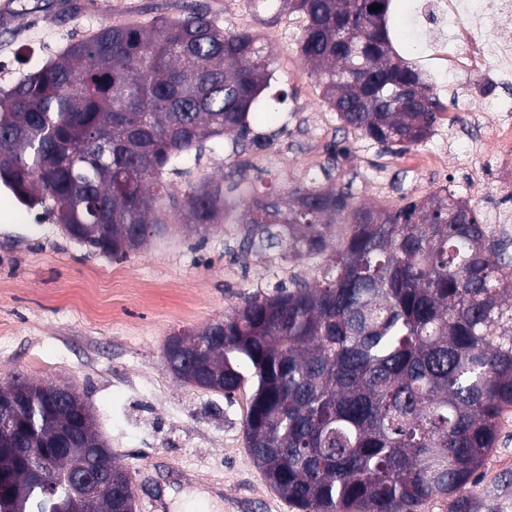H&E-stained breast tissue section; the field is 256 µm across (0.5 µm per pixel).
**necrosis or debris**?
I'll use <instances>...</instances> for the list:
<instances>
[{
	"label": "necrosis or debris",
	"mask_w": 512,
	"mask_h": 512,
	"mask_svg": "<svg viewBox=\"0 0 512 512\" xmlns=\"http://www.w3.org/2000/svg\"><path fill=\"white\" fill-rule=\"evenodd\" d=\"M413 12L427 31L421 57L434 80L470 73L512 86V35L501 27L512 19V0H416ZM474 108L463 100L462 111ZM475 109L482 114V135L467 142L460 160L475 183L498 169L500 193H512V108L493 98Z\"/></svg>",
	"instance_id": "4bbe7bcc"
}]
</instances>
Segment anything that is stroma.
Instances as JSON below:
<instances>
[{"mask_svg": "<svg viewBox=\"0 0 512 512\" xmlns=\"http://www.w3.org/2000/svg\"><path fill=\"white\" fill-rule=\"evenodd\" d=\"M189 0H11L0 22V89L56 58L102 22L148 25L182 14ZM227 31L259 34L275 74L252 114L257 129L276 131L259 153H233L224 140L178 158L166 180L175 195L188 184L225 182L230 163L249 166L284 192L311 178L349 187L356 202L393 209L441 186L468 183L447 159L443 170L418 171L410 158L435 149L438 138L465 132L469 117L452 101L427 141L388 153L344 129L300 60L296 16L265 20L247 0H203ZM346 156L328 162L332 143ZM318 276L313 260H282L243 250L237 225L201 234L180 224L141 251L112 259L69 238L44 208L23 206L0 185V383L17 373L36 383L74 385L97 419L116 462L136 482L138 497H164L166 512H188L202 493L207 512H299L266 483L244 440L250 388L233 398L185 385L168 369L163 348L174 333L197 331L243 306L256 293ZM98 290V314L87 312L86 287ZM471 512H512V414L501 419L498 443L469 488Z\"/></svg>", "mask_w": 512, "mask_h": 512, "instance_id": "obj_1", "label": "stroma"}]
</instances>
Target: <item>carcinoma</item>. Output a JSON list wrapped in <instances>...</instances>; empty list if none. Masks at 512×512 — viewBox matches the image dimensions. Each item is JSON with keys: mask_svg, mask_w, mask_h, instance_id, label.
I'll list each match as a JSON object with an SVG mask.
<instances>
[{"mask_svg": "<svg viewBox=\"0 0 512 512\" xmlns=\"http://www.w3.org/2000/svg\"><path fill=\"white\" fill-rule=\"evenodd\" d=\"M303 21L297 53L345 128L402 153L431 135L444 104L390 38L394 0H277ZM373 5L381 6L376 11ZM274 61L256 35L226 32L197 4L146 27L100 24L0 93V183L50 210L73 240L125 259L174 222L238 224L243 243L280 258L318 259L295 279L197 332L198 350L232 398L253 392L245 444L269 486L300 512H419L467 489L512 409L511 239L445 187L395 211L357 205L317 180L283 197L255 194L240 214L209 182L168 190V166L216 138L263 151L277 132L250 115ZM341 224V231L336 225ZM0 391V512H51L23 448L62 433L57 471L113 475L91 409L16 376ZM84 512H117L112 492Z\"/></svg>", "mask_w": 512, "mask_h": 512, "instance_id": "carcinoma-1", "label": "carcinoma"}]
</instances>
